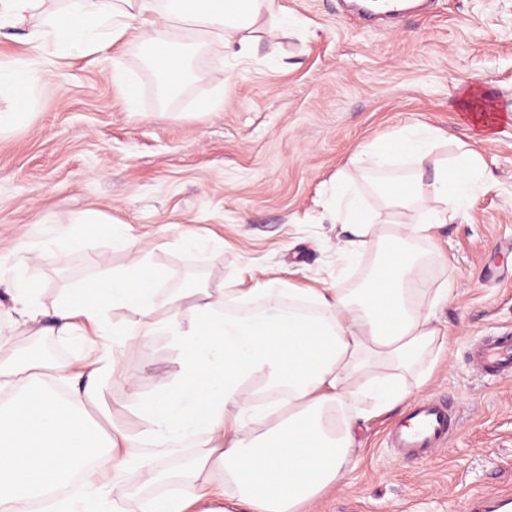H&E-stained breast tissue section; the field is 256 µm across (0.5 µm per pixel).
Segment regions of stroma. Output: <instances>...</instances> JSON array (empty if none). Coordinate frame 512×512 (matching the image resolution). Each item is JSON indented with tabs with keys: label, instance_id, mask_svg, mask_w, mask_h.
<instances>
[{
	"label": "stroma",
	"instance_id": "1",
	"mask_svg": "<svg viewBox=\"0 0 512 512\" xmlns=\"http://www.w3.org/2000/svg\"><path fill=\"white\" fill-rule=\"evenodd\" d=\"M275 5L303 27L270 39L258 25L259 44L245 55L189 26L172 30L193 67L166 101L131 38L102 54L49 47V73L28 98L0 87V112L19 114L0 131V279L32 281L49 305L127 266L131 254L87 223L94 213L138 240L168 294L245 292L259 279L357 287L376 254L348 263L337 251L329 220L337 175L356 178L378 207L381 176H407L413 165L397 162L379 176L351 162L356 146L406 122L440 129L448 138L432 160L467 144L485 178L464 221L412 245L432 258V286L449 275L453 293L435 309L446 348L429 383L418 386L413 374L402 382L413 400H451L455 430L430 457L411 460L386 437L404 408L353 419L354 462L309 512H462L486 487L512 495V377L489 381L469 360L479 338L512 330V0H432L426 13L398 18L357 16L349 0ZM116 70L137 85L135 108L113 82ZM473 84L504 117L489 143L457 110ZM219 88L222 106L199 110ZM0 333L22 355L74 363L82 354L72 336H32L6 320ZM123 365L152 393L177 370L170 337L124 349Z\"/></svg>",
	"mask_w": 512,
	"mask_h": 512
}]
</instances>
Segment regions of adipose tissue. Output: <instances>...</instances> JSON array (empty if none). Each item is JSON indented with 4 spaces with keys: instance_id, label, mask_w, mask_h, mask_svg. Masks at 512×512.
<instances>
[{
    "instance_id": "adipose-tissue-1",
    "label": "adipose tissue",
    "mask_w": 512,
    "mask_h": 512,
    "mask_svg": "<svg viewBox=\"0 0 512 512\" xmlns=\"http://www.w3.org/2000/svg\"><path fill=\"white\" fill-rule=\"evenodd\" d=\"M48 11L44 0H0V29L41 13L25 56L0 62V84L32 87L43 77L34 65L48 45L88 52L135 36L169 90L183 84L191 56L171 39L185 22L221 47L248 52L249 34L274 0H65ZM439 130L411 123L390 138L359 147L378 168L412 160L408 179L377 186L379 208L370 209L352 180L336 183L333 222L340 250L355 260L366 248L379 261L357 288L285 290L266 280L252 296L232 288H183L162 296L161 273L141 260L105 272L98 288L60 293L44 309L38 290L18 280L0 291V313L28 329L61 336L76 333L74 318L92 323L102 355L85 356L84 371L69 377L68 363L17 356L0 337V390L20 388L0 404V512H299L346 471L356 443L336 411L357 416L394 409L409 396L403 374L426 383L424 359L443 351L444 334L421 300H448L450 287L429 289L422 257L408 243L427 240L437 226L459 220L483 177L479 154L468 151L424 171ZM124 311L127 325H108L110 312ZM171 336L177 372L151 394L137 389L132 373H120L125 347ZM390 374L368 383L370 367ZM120 379L128 393L110 404L103 383ZM70 389L58 398L50 381ZM130 410L132 432L104 431L100 423ZM96 463L77 493L73 474Z\"/></svg>"
}]
</instances>
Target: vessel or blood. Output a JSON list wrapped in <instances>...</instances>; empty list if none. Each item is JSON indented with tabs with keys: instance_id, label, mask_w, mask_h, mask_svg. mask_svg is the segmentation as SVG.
Listing matches in <instances>:
<instances>
[{
	"instance_id": "b4317fda",
	"label": "vessel or blood",
	"mask_w": 512,
	"mask_h": 512,
	"mask_svg": "<svg viewBox=\"0 0 512 512\" xmlns=\"http://www.w3.org/2000/svg\"><path fill=\"white\" fill-rule=\"evenodd\" d=\"M470 360L484 378L498 380L512 376V332L480 339L471 349ZM451 418L445 402L432 399L414 404L405 417L389 430L391 447L408 459L426 458L429 450L445 445ZM512 499L494 492L468 499L467 512H504Z\"/></svg>"
}]
</instances>
